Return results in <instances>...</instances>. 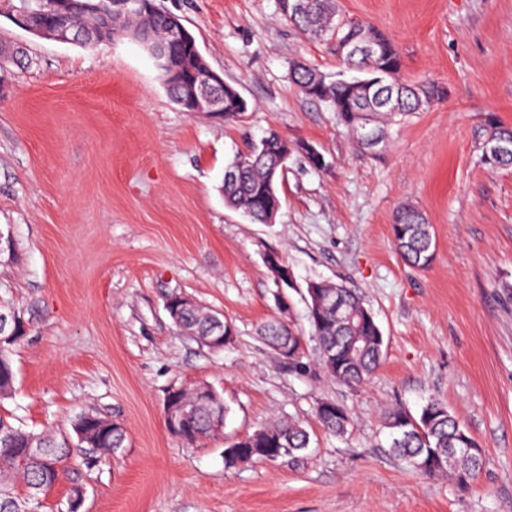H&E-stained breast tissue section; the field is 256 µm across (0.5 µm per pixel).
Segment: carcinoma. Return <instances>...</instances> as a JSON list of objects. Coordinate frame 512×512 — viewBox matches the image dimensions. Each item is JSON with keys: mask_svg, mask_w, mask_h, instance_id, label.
Wrapping results in <instances>:
<instances>
[{"mask_svg": "<svg viewBox=\"0 0 512 512\" xmlns=\"http://www.w3.org/2000/svg\"><path fill=\"white\" fill-rule=\"evenodd\" d=\"M114 0H85V7L96 13L100 28L108 34L118 30L135 41L150 56H155L166 37V18L126 16L114 10ZM301 12L293 11L289 0H277L281 16L299 32L313 39L329 36L359 45L365 39L378 42L379 54L368 57L359 52L338 57L343 70L330 79L316 69L297 62L292 80L308 98L320 101L335 112L339 120L358 143H363L358 114L370 110L375 123L372 132L385 140L380 119L386 115L408 118L445 99V86L434 81L407 84L399 78L400 55L393 42L373 25L336 16L335 0H305ZM194 50H183L157 67L167 94L182 111H188L184 92V77L194 74L186 68L185 59ZM207 93L224 94V120L241 115L237 97L220 87H210ZM512 137V126L490 118L478 131L477 139L489 134ZM285 138L270 128L246 150L235 154L226 167L234 173L223 178L221 193L225 206L242 212L249 221L268 224L270 207L280 202L278 181L282 178L288 156ZM396 249L403 259L417 268L431 264L435 253L430 225L414 207L402 204L394 212L392 224ZM315 296L309 299L308 316L313 336L319 345L322 364L329 376L349 387L363 385L375 372L384 356V339L372 311L365 306L356 289L330 282H316ZM336 303H331V300ZM165 302L182 308L175 325L205 343L211 338L214 314L196 303L183 305V296L170 294ZM16 337L0 340V397L12 393L15 372L10 349L28 332V322L19 317ZM266 343L283 358L298 363L302 359L301 336L286 324L269 321L261 329ZM166 401L181 404L188 413V423L173 435L188 444L213 435L222 428L218 417L227 408L221 394L210 398L198 397L195 389H172ZM320 425L335 435L346 432L350 423L346 410L336 405L334 412L317 414ZM72 428L85 434L81 440L72 435L51 431L34 432L0 417V512H40L41 498L64 475L74 454L94 459L117 453L124 447L125 431L112 420L93 412L79 413ZM390 429L389 452L405 460L415 470L420 463L433 458L436 463L424 471L428 476L448 475L461 488H466L483 467L460 459L447 465L448 449L465 448L474 442L471 435L443 404L430 401L418 416L394 410L388 414ZM309 433L294 422H281L257 430L252 435L224 449L228 467L256 460L276 461L295 458L309 446ZM22 482L24 491L15 490Z\"/></svg>", "mask_w": 512, "mask_h": 512, "instance_id": "cac0c4a2", "label": "carcinoma"}]
</instances>
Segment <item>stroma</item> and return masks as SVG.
Masks as SVG:
<instances>
[{"mask_svg":"<svg viewBox=\"0 0 512 512\" xmlns=\"http://www.w3.org/2000/svg\"><path fill=\"white\" fill-rule=\"evenodd\" d=\"M0 39L29 59L0 87V306L29 333L13 350L0 417L61 432L82 411L122 424L124 448L71 466L43 500L54 512L73 483L82 512H512V169L478 163L474 131L512 125V0H337L348 19L395 43L407 81L448 96L358 145L335 112L291 80L302 61L331 75L332 40L307 39L277 0H155L181 18L248 110L227 122L180 111L153 60L122 38L93 47L39 38L7 18ZM275 127L295 143L278 182L275 223L253 224L219 191L237 151ZM328 165L314 168L303 147ZM409 203L436 243L430 266L404 263L392 217ZM279 252L294 281L278 308L266 267ZM312 281L358 289L384 337L382 364L351 388L324 370L304 300ZM180 293L235 330L215 350L179 331L164 299ZM303 338V368L267 347L260 327ZM205 383L228 412L220 433L188 445L164 422L170 389ZM446 404L484 452L467 489L389 453L385 418ZM349 412L344 436L316 417ZM296 420L298 458L226 467L224 450Z\"/></svg>","mask_w":512,"mask_h":512,"instance_id":"35a3bbf8","label":"stroma"}]
</instances>
